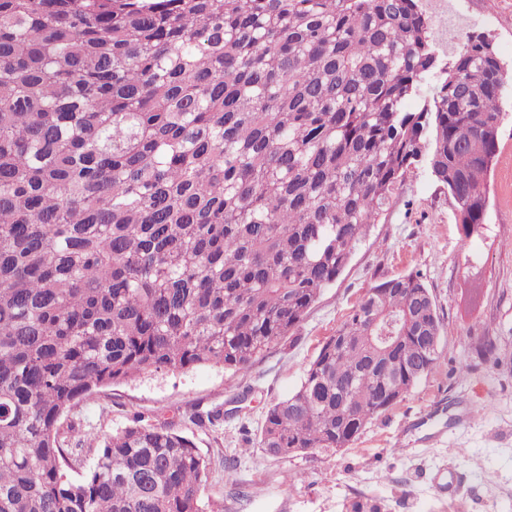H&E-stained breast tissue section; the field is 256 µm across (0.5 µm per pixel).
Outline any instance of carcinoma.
Masks as SVG:
<instances>
[{
	"mask_svg": "<svg viewBox=\"0 0 512 512\" xmlns=\"http://www.w3.org/2000/svg\"><path fill=\"white\" fill-rule=\"evenodd\" d=\"M448 53L421 0H0V512H206L188 437L135 418L72 481L63 417L145 373H249L422 161L483 234L512 74L481 34ZM441 330L420 274L373 286L260 447H347Z\"/></svg>",
	"mask_w": 512,
	"mask_h": 512,
	"instance_id": "1",
	"label": "carcinoma"
}]
</instances>
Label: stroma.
I'll return each instance as SVG.
<instances>
[{
	"label": "stroma",
	"instance_id": "35a3bbf8",
	"mask_svg": "<svg viewBox=\"0 0 512 512\" xmlns=\"http://www.w3.org/2000/svg\"><path fill=\"white\" fill-rule=\"evenodd\" d=\"M440 56L466 34L484 33L512 70V0H423ZM498 159L489 176L488 226L463 244L452 203L426 164L398 188L390 209L304 321L257 358L247 374L198 365L153 372L100 389L66 417L85 434L79 480L99 438L133 416L167 424L191 438L209 464L206 500L220 512H351L353 503L381 512H512V96L501 104ZM420 273L442 320L437 364L389 410L374 417L348 447L274 457L259 445L266 411L294 392L322 342L381 280ZM492 337L493 357L473 351ZM471 363L460 371V363ZM221 410L217 426L189 419ZM456 477L459 500L437 484Z\"/></svg>",
	"mask_w": 512,
	"mask_h": 512
}]
</instances>
